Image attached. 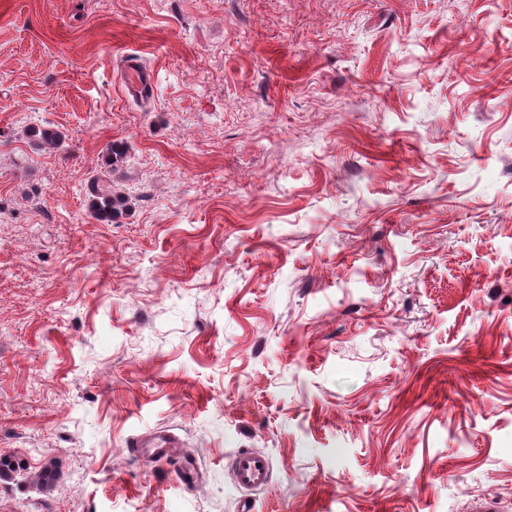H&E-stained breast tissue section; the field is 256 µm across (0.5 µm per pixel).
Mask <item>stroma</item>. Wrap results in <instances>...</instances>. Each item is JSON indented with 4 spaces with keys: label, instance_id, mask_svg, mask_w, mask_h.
Here are the masks:
<instances>
[{
    "label": "stroma",
    "instance_id": "obj_1",
    "mask_svg": "<svg viewBox=\"0 0 512 512\" xmlns=\"http://www.w3.org/2000/svg\"><path fill=\"white\" fill-rule=\"evenodd\" d=\"M245 448L253 512H512V0H0V512H240ZM152 73L142 67L129 66L124 76L125 86L130 90L143 92L154 84ZM129 206L128 198L112 189V184L98 183L93 188L91 213L100 222L112 223L123 214ZM179 440L171 433L152 432L135 440L130 446L135 455L146 458H165L171 456L175 448H179ZM233 479L243 491H250L268 484L270 464L268 459L254 450H240L232 458Z\"/></svg>",
    "mask_w": 512,
    "mask_h": 512
}]
</instances>
